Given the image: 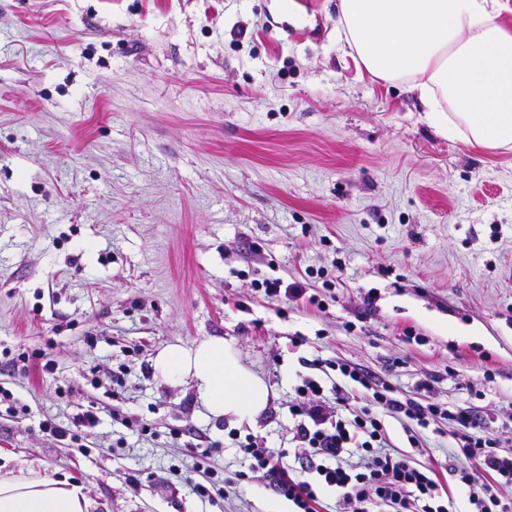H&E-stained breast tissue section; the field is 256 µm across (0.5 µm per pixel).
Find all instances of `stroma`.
Listing matches in <instances>:
<instances>
[{"label": "stroma", "mask_w": 512, "mask_h": 512, "mask_svg": "<svg viewBox=\"0 0 512 512\" xmlns=\"http://www.w3.org/2000/svg\"><path fill=\"white\" fill-rule=\"evenodd\" d=\"M264 277L325 309L265 299ZM209 337L267 384L255 424L206 419L194 382L155 374L161 348ZM33 349L51 370L18 362ZM314 359L324 388L355 363L512 441V149L447 138L416 93L359 73L336 0H0V465L83 483L90 512H273L270 479L209 502L169 468L247 470L233 430L293 463L288 402ZM86 412L81 448L42 430ZM385 426L466 512L455 425L417 448ZM187 428L208 454L173 438Z\"/></svg>", "instance_id": "35a3bbf8"}]
</instances>
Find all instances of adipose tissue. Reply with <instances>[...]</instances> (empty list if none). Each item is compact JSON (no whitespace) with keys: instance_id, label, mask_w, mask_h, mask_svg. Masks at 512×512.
Masks as SVG:
<instances>
[{"instance_id":"ef3b65f1","label":"adipose tissue","mask_w":512,"mask_h":512,"mask_svg":"<svg viewBox=\"0 0 512 512\" xmlns=\"http://www.w3.org/2000/svg\"><path fill=\"white\" fill-rule=\"evenodd\" d=\"M500 0H338L336 39L372 80L418 92L427 121L488 150L512 149V30ZM169 381L192 380L207 417L254 424L269 390L232 343L170 344L153 359ZM82 485L32 466L0 472V512H89Z\"/></svg>"}]
</instances>
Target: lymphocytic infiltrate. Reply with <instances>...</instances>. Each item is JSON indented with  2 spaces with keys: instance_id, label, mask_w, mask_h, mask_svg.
I'll list each match as a JSON object with an SVG mask.
<instances>
[{
  "instance_id": "f902f5d3",
  "label": "lymphocytic infiltrate",
  "mask_w": 512,
  "mask_h": 512,
  "mask_svg": "<svg viewBox=\"0 0 512 512\" xmlns=\"http://www.w3.org/2000/svg\"><path fill=\"white\" fill-rule=\"evenodd\" d=\"M337 369L357 393L334 386L335 409H328L315 378L302 377L294 388L288 412L297 420L293 438L303 449L295 464L281 463L252 439L241 443L250 457L249 472L257 479L271 478L274 491L292 502L295 512H325L326 489L338 492L340 512H450L449 492L435 470L391 452L381 418L385 412L422 428L436 418L454 422L466 463L449 471L468 489L471 512H512L504 496L512 488V453L503 452L501 438L487 431L479 412L404 401L358 365L341 362Z\"/></svg>"
}]
</instances>
